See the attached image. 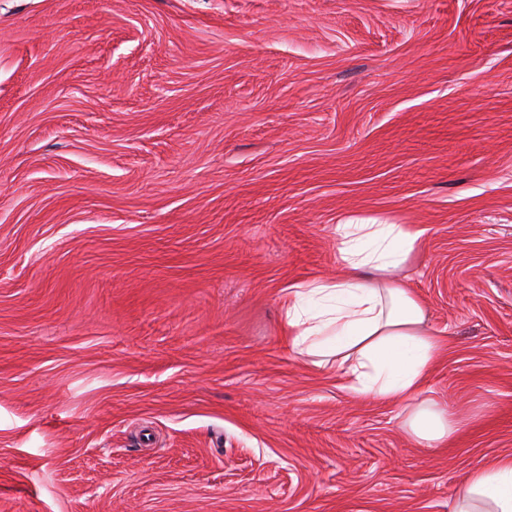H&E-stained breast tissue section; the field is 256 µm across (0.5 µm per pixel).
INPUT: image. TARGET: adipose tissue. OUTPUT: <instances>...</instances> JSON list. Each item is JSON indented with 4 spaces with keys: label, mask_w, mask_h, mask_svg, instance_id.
<instances>
[{
    "label": "adipose tissue",
    "mask_w": 512,
    "mask_h": 512,
    "mask_svg": "<svg viewBox=\"0 0 512 512\" xmlns=\"http://www.w3.org/2000/svg\"><path fill=\"white\" fill-rule=\"evenodd\" d=\"M342 266L336 277L288 289L284 332L291 350L313 366H335L362 398L407 408L406 431L426 445L451 441L455 413L426 396L424 385L445 347L420 299L393 276L419 247L407 224H341ZM452 512H512V457L473 468Z\"/></svg>",
    "instance_id": "1"
}]
</instances>
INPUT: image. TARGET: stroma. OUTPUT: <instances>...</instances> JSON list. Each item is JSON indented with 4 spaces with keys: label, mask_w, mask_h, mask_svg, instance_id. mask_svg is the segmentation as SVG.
<instances>
[{
    "label": "stroma",
    "mask_w": 512,
    "mask_h": 512,
    "mask_svg": "<svg viewBox=\"0 0 512 512\" xmlns=\"http://www.w3.org/2000/svg\"><path fill=\"white\" fill-rule=\"evenodd\" d=\"M341 224L463 420L282 338ZM512 456V0H0V512H449Z\"/></svg>",
    "instance_id": "stroma-1"
}]
</instances>
